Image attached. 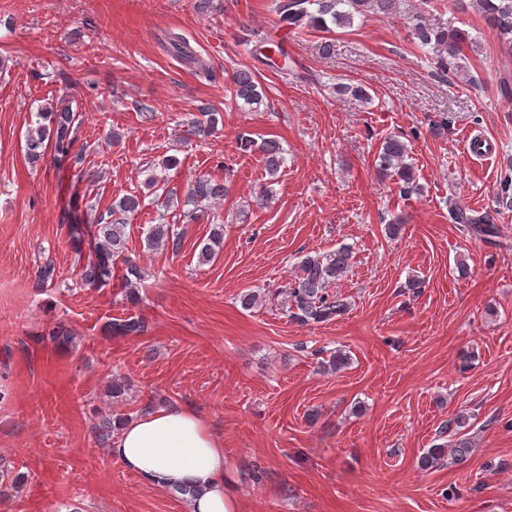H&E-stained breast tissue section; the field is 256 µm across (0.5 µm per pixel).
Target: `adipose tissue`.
I'll list each match as a JSON object with an SVG mask.
<instances>
[{"label": "adipose tissue", "instance_id": "ef3b65f1", "mask_svg": "<svg viewBox=\"0 0 512 512\" xmlns=\"http://www.w3.org/2000/svg\"><path fill=\"white\" fill-rule=\"evenodd\" d=\"M111 454L144 485L198 491L189 512H239L224 472V440L185 407L151 409L125 424Z\"/></svg>", "mask_w": 512, "mask_h": 512}]
</instances>
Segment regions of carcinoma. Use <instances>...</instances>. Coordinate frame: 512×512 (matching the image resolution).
I'll return each instance as SVG.
<instances>
[{"mask_svg":"<svg viewBox=\"0 0 512 512\" xmlns=\"http://www.w3.org/2000/svg\"><path fill=\"white\" fill-rule=\"evenodd\" d=\"M475 4L495 30L501 43L512 49V0H475ZM404 0H275V14L279 26L291 30H312L321 33H333V27L353 26L357 17L369 15L389 17L399 12ZM413 42L420 50L432 54L435 67L442 75L460 68L459 61L465 58L464 50L473 46L475 38L456 25L451 19L427 18L422 13L409 15ZM253 43L255 54L264 57V64L282 74L291 71L288 51L283 44L266 36L257 40L246 38L242 43ZM166 52L172 56L195 65L197 71L205 76L210 73V65L196 56L186 39L172 33L167 37ZM230 92L234 102L260 108L267 98L264 86L257 80L256 73L250 68L237 70L232 77ZM42 122L28 132L26 136L27 156L32 161L39 160L41 148L52 146L62 154L68 153L73 143V133L77 128L79 116L74 112H52L47 109L39 113ZM218 123L216 113L202 109L199 115L187 121L194 135L206 138ZM240 147L244 151H258L269 180L277 178L285 163L283 148L275 138H264L256 143L250 136L240 138ZM409 147L398 135L383 139L375 157L377 171L383 176L397 180L399 193L410 196L418 186L412 165L407 162ZM179 158L165 156L158 164L161 173H152L145 181V187L155 197L161 199L165 210L179 205L191 206L183 212L190 221L198 219L199 212L208 206H215L227 195V186L207 177L196 179L184 194V200H178V191L168 187L167 172L178 168ZM142 198L136 194H127L114 201L107 215L99 216L97 250L98 261L86 266L83 280L88 284L102 282L112 276V260L121 257L125 251L126 239L123 232L128 217L138 212ZM452 219L464 225L465 230L475 238L487 243H495L498 227L494 217L484 212L477 216L470 209L452 207L449 209ZM224 225L214 223L209 242L200 250V262H207L216 254V248L223 242ZM181 243L180 233L170 224H154L146 236L150 249L171 247L176 251ZM352 248L344 244L333 251L307 254L297 263L294 280L285 289L289 318L308 326L332 321L347 313L350 308L348 298L332 290V285L344 278L352 267ZM145 325L139 319H125L113 324L114 333L120 336L137 335L144 331ZM78 334L70 327L60 325L51 339L58 346L70 347L76 343ZM467 416L460 413L448 424L441 427L440 433L452 437L449 444H436L420 458V466L431 469L443 465L449 456L456 462H465L470 455V438L462 432ZM21 482V476H11V469L0 464V497L8 495Z\"/></svg>","mask_w":512,"mask_h":512,"instance_id":"carcinoma-1","label":"carcinoma"}]
</instances>
